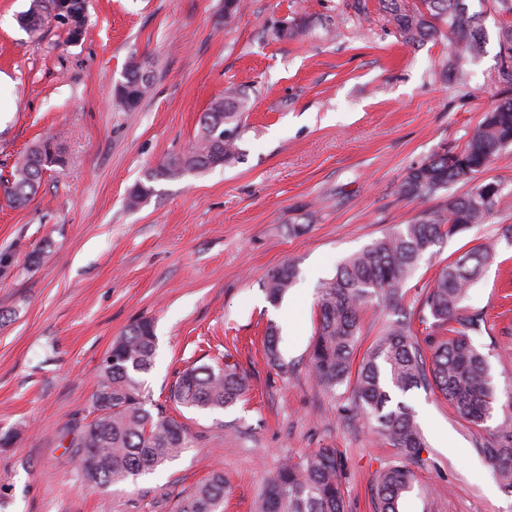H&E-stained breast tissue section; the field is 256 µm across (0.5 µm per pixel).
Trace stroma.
I'll return each mask as SVG.
<instances>
[{
    "label": "stroma",
    "instance_id": "35a3bbf8",
    "mask_svg": "<svg viewBox=\"0 0 512 512\" xmlns=\"http://www.w3.org/2000/svg\"><path fill=\"white\" fill-rule=\"evenodd\" d=\"M482 13L480 56L466 86L444 79L448 41L405 45L381 0H85L78 40L53 22H19L31 0H0V175L33 140L62 138L63 167L26 207L0 197V512H168L216 468L224 512H252L268 478L291 456L334 448L348 460V512H375V486L394 451L348 418V387L327 392L307 368L322 282L383 235L467 192L449 185L420 203L400 194L411 166L463 144L512 88L497 79L499 33L512 25L500 0H466ZM147 62L152 88L133 111L115 87L129 60ZM252 108L239 160L203 174L158 180L129 208L131 188L165 157L187 151L198 119L225 88ZM512 206L434 247L409 280L403 308L417 312L437 272L473 240L496 257L464 305L485 324L474 343L495 402L482 427L421 389L404 400L427 441L400 512H512L480 452L512 424ZM42 249L40 266L28 256ZM292 262L298 277L279 304L262 288ZM152 319L155 362L145 374L155 404L184 422L192 447L156 471L113 487L82 485L62 446L65 425L87 415L97 367L129 325ZM276 325L287 366L268 364ZM229 355L248 379L234 407L169 404L192 363Z\"/></svg>",
    "mask_w": 512,
    "mask_h": 512
}]
</instances>
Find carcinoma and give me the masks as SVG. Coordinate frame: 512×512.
Here are the masks:
<instances>
[{
    "instance_id": "carcinoma-1",
    "label": "carcinoma",
    "mask_w": 512,
    "mask_h": 512,
    "mask_svg": "<svg viewBox=\"0 0 512 512\" xmlns=\"http://www.w3.org/2000/svg\"><path fill=\"white\" fill-rule=\"evenodd\" d=\"M385 12L408 45H418L448 29V63L444 73L466 85L468 65L482 49L480 16L469 13L466 0H384ZM24 26L36 33L56 14V0H31L22 15ZM144 67L128 64L124 83L140 78L132 93L137 101L150 92L152 81ZM248 98L230 89L216 98L199 120L193 147L170 156L154 168L150 180H177L190 172L208 171L239 159L242 120ZM512 145V98L502 100L460 147L446 148L412 167L402 185L404 197L428 201L450 184L471 188L443 207L423 211L421 218L375 240L346 258L336 275L320 288L318 325L308 369L330 391L352 385L351 419L363 420L377 437L396 450L395 459L377 478L376 512H399L410 492L426 442L413 409L400 397L414 388L439 393L461 420L479 426L491 416L495 401L485 356L471 335L482 333L484 318L463 310L472 286L493 257V249L474 244L448 261L430 284L418 311L422 329L407 318L389 321L359 364L354 354L360 336V314L375 299L398 307L423 256L439 243L485 223L505 202L501 191L487 197V184L476 183L499 150ZM64 164L54 141L47 137L29 146L16 159L8 176H0L5 200L15 208L28 205L49 171ZM296 277L285 262L270 270L263 289L278 304ZM424 338H419V335ZM276 326L265 334L269 362L284 367ZM430 354H424L421 343ZM157 336L152 320L143 318L112 342L94 382L93 417L75 419L64 429L66 451L81 480L92 486L125 484L175 460L193 443L181 421L144 394L142 375L154 364ZM247 391V380L236 364L219 357L186 367L170 389V400L189 409L224 410ZM486 465L501 489L512 494V426L498 428L481 446ZM347 461L334 448H318L285 461L268 480L255 512H347ZM224 471L216 468L204 482L176 500L173 512H224Z\"/></svg>"
}]
</instances>
